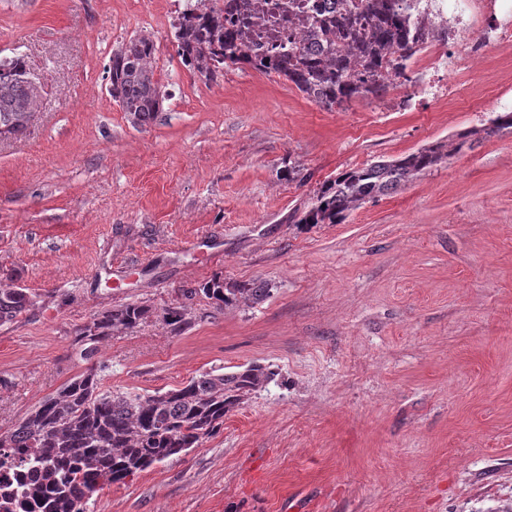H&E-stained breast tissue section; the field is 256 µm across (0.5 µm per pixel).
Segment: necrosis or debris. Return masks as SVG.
I'll return each instance as SVG.
<instances>
[{
	"label": "necrosis or debris",
	"mask_w": 512,
	"mask_h": 512,
	"mask_svg": "<svg viewBox=\"0 0 512 512\" xmlns=\"http://www.w3.org/2000/svg\"><path fill=\"white\" fill-rule=\"evenodd\" d=\"M346 0H224L225 22L243 30L253 58L269 60L302 40L319 20L342 10ZM409 23L425 31L435 49L428 70L389 80L413 89L425 86L433 97L455 95L449 73L472 68L499 46L512 42V6L503 0H409Z\"/></svg>",
	"instance_id": "4bbe7bcc"
}]
</instances>
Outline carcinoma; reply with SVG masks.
<instances>
[{"instance_id":"obj_1","label":"carcinoma","mask_w":512,"mask_h":512,"mask_svg":"<svg viewBox=\"0 0 512 512\" xmlns=\"http://www.w3.org/2000/svg\"><path fill=\"white\" fill-rule=\"evenodd\" d=\"M173 28L178 56L199 78L214 81L226 67L248 65L284 77L329 111L357 98L384 99L392 87L385 71L405 70L425 49L391 0H356L323 29L311 32L309 39L327 44L325 52L304 40L288 56L269 62L249 57L243 35L224 26L217 0H185ZM156 52L153 35L142 31L112 50L109 59V92L135 125L153 120L169 97L157 77ZM38 101L26 58L0 56V137L23 133ZM504 134H512V112H498L481 128L460 134L448 151L436 144L350 169L323 184L295 223L339 224L351 211L397 191L449 155ZM199 291L220 308L259 304L270 295L263 281L226 283L221 277ZM34 304L24 288H0V324ZM149 316L151 308L137 303L94 316L82 331L81 357L93 358L113 329H134ZM274 376L257 364L233 373L213 369L180 389L139 394L102 390L92 368L45 397L13 428L0 431V464L12 449L29 463L16 486L0 484V499L17 506V512H87L86 505L104 485L121 483L198 447L224 424V416Z\"/></svg>"}]
</instances>
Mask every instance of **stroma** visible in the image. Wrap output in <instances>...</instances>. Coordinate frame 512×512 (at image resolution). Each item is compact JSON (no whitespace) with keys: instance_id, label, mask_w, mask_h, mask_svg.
<instances>
[{"instance_id":"35a3bbf8","label":"stroma","mask_w":512,"mask_h":512,"mask_svg":"<svg viewBox=\"0 0 512 512\" xmlns=\"http://www.w3.org/2000/svg\"><path fill=\"white\" fill-rule=\"evenodd\" d=\"M183 0H0V53L43 92L0 139V286L35 304L0 326V431L98 366L105 390L275 371L186 455L104 486L89 512H512V136L462 150L340 224L293 223L349 169L456 143L512 92V45L399 111L326 110L276 74L204 82L176 54ZM151 32L169 98L133 125L113 49ZM268 283L217 308L213 277ZM125 303L151 316L84 361ZM182 310L175 330L165 309ZM149 316H151V308L137 303L118 305L97 314L81 333L83 342L81 357L84 360L93 358L98 353V345L112 335L113 329H134Z\"/></svg>"}]
</instances>
